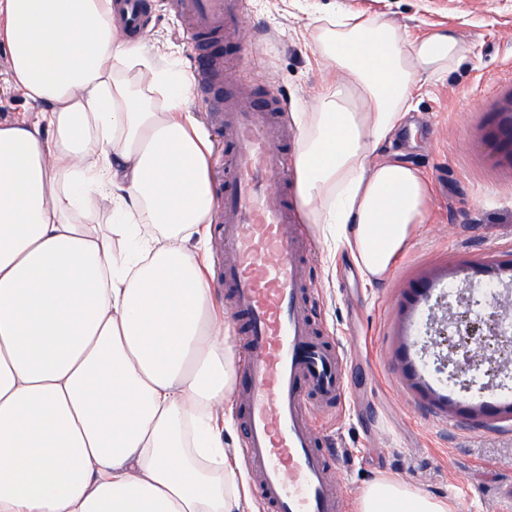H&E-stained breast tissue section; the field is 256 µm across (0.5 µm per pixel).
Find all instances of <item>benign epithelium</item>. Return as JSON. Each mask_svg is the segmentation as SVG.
<instances>
[{
	"instance_id": "benign-epithelium-1",
	"label": "benign epithelium",
	"mask_w": 512,
	"mask_h": 512,
	"mask_svg": "<svg viewBox=\"0 0 512 512\" xmlns=\"http://www.w3.org/2000/svg\"><path fill=\"white\" fill-rule=\"evenodd\" d=\"M487 287L481 298L465 301L463 312L450 314L454 335L437 331L441 344L448 348L446 363L452 365V375L462 379L466 389L469 381L465 376L470 371L486 364L489 370L499 372L503 367L500 357L512 353V325L507 323L512 303L494 283Z\"/></svg>"
}]
</instances>
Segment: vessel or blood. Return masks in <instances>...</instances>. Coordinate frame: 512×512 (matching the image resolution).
Here are the masks:
<instances>
[{"label":"vessel or blood","mask_w":512,"mask_h":512,"mask_svg":"<svg viewBox=\"0 0 512 512\" xmlns=\"http://www.w3.org/2000/svg\"><path fill=\"white\" fill-rule=\"evenodd\" d=\"M198 50L195 89L224 125L220 276L248 338L239 394L240 456L259 471L257 496L269 512H340L329 475L338 461L320 448L309 416L345 391L343 352L314 337L302 298L298 255L308 238L283 189L288 183L286 104L235 78L206 38L236 44L246 27L244 0H176Z\"/></svg>","instance_id":"obj_1"}]
</instances>
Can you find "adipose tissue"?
I'll return each mask as SVG.
<instances>
[{"mask_svg":"<svg viewBox=\"0 0 512 512\" xmlns=\"http://www.w3.org/2000/svg\"><path fill=\"white\" fill-rule=\"evenodd\" d=\"M311 23L336 79L296 118V191L306 223L377 281L431 199L419 170L377 152L467 49L350 11ZM0 36L40 108L0 122V512H254L224 440L235 353L209 278L212 143L185 110L191 75L121 35L114 0H0ZM357 512L455 508L381 478Z\"/></svg>","mask_w":512,"mask_h":512,"instance_id":"1","label":"adipose tissue"}]
</instances>
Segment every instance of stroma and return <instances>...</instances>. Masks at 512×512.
I'll return each mask as SVG.
<instances>
[{
    "instance_id": "1",
    "label": "stroma",
    "mask_w": 512,
    "mask_h": 512,
    "mask_svg": "<svg viewBox=\"0 0 512 512\" xmlns=\"http://www.w3.org/2000/svg\"><path fill=\"white\" fill-rule=\"evenodd\" d=\"M246 9L236 68L263 74L268 90L286 95L292 134L294 113L311 111L331 75L307 26L312 12L357 11L413 38L452 28L468 46L447 78L417 94L403 126L379 148L424 173L432 189L426 223L385 278L368 283L348 254L329 255L317 225L303 227L313 248L308 313L349 360L346 394L313 417L324 447L340 460L342 512H355L380 477L448 500L456 512H512V367L482 375L467 391L439 371L448 350L434 343L448 323L440 295H481L493 269L512 260V159L495 136L512 95V0H246ZM142 37L193 71L194 49L170 0H149ZM186 109L212 142L209 175L222 190L224 129L196 94ZM480 402L490 409L473 416L470 407Z\"/></svg>"
}]
</instances>
